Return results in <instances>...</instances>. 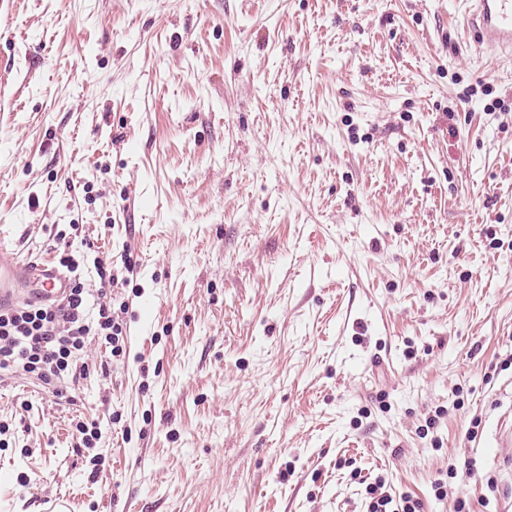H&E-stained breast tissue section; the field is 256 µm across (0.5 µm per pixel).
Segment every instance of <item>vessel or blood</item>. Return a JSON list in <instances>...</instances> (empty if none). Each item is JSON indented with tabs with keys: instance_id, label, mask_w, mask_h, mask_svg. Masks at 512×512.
Listing matches in <instances>:
<instances>
[{
	"instance_id": "b4317fda",
	"label": "vessel or blood",
	"mask_w": 512,
	"mask_h": 512,
	"mask_svg": "<svg viewBox=\"0 0 512 512\" xmlns=\"http://www.w3.org/2000/svg\"><path fill=\"white\" fill-rule=\"evenodd\" d=\"M472 28L480 44L491 50L512 52V0H466ZM33 283L32 296L37 300L60 298L66 290L68 276L50 259L31 261L16 253L10 238L0 232V307L15 304L12 283Z\"/></svg>"
}]
</instances>
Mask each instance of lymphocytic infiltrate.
Masks as SVG:
<instances>
[{
    "label": "lymphocytic infiltrate",
    "instance_id": "f902f5d3",
    "mask_svg": "<svg viewBox=\"0 0 512 512\" xmlns=\"http://www.w3.org/2000/svg\"><path fill=\"white\" fill-rule=\"evenodd\" d=\"M99 286L70 284L59 303L19 302L0 309V382L25 375L44 388L63 378L85 376L80 356L88 342L98 338L111 356L124 351L123 325L112 296L113 274L98 266Z\"/></svg>",
    "mask_w": 512,
    "mask_h": 512
}]
</instances>
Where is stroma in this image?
<instances>
[{"label": "stroma", "mask_w": 512, "mask_h": 512, "mask_svg": "<svg viewBox=\"0 0 512 512\" xmlns=\"http://www.w3.org/2000/svg\"><path fill=\"white\" fill-rule=\"evenodd\" d=\"M467 10L0 0V230L134 264L126 357L0 383V512H512V57ZM512 419H510L509 414L507 416L501 417L498 425V432L495 439V446L493 448H498V452L494 456V460H499L502 456L508 457V461L511 459L512 465ZM382 489L381 481L375 480V483H369L366 486V494L371 499L368 505L370 512H420L421 502L409 495H399L393 498L391 495H384L383 492L378 494V490ZM379 496H376V495Z\"/></svg>", "instance_id": "35a3bbf8"}]
</instances>
